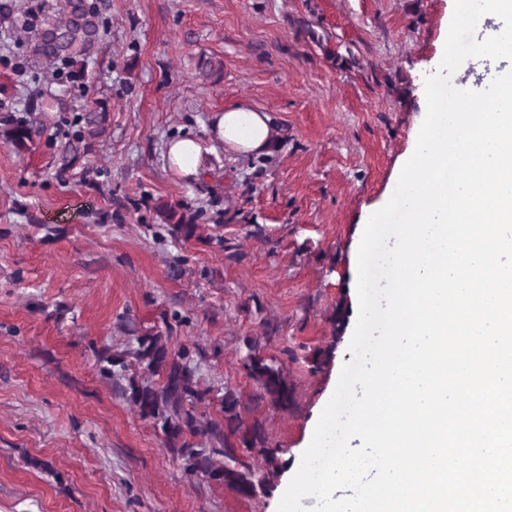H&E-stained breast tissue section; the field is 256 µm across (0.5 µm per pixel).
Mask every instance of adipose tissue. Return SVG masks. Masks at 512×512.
Here are the masks:
<instances>
[{
	"mask_svg": "<svg viewBox=\"0 0 512 512\" xmlns=\"http://www.w3.org/2000/svg\"><path fill=\"white\" fill-rule=\"evenodd\" d=\"M210 139L240 157L267 155L275 141L270 116L244 104L215 113L210 119Z\"/></svg>",
	"mask_w": 512,
	"mask_h": 512,
	"instance_id": "obj_1",
	"label": "adipose tissue"
}]
</instances>
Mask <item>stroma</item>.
<instances>
[{"mask_svg":"<svg viewBox=\"0 0 512 512\" xmlns=\"http://www.w3.org/2000/svg\"><path fill=\"white\" fill-rule=\"evenodd\" d=\"M106 2L67 97L72 115L107 101V135L62 175L64 131L23 155L0 139V512H277L353 358L362 232L420 130L451 0ZM12 5L0 58L25 55L23 25L59 19L63 2ZM511 69L470 58L451 82L479 91ZM1 83L0 129L33 90L59 88L45 67L21 78L0 61ZM239 102L272 118L266 160L216 148L195 176L170 168L173 136L207 140L211 116ZM165 204L199 213L192 239L164 229ZM152 329L194 349L201 386L236 393L244 425L283 449L277 469L242 455L264 479L255 496L185 474L103 372L101 355ZM253 350L287 376L290 407L258 399Z\"/></svg>","mask_w":512,"mask_h":512,"instance_id":"35a3bbf8","label":"stroma"}]
</instances>
